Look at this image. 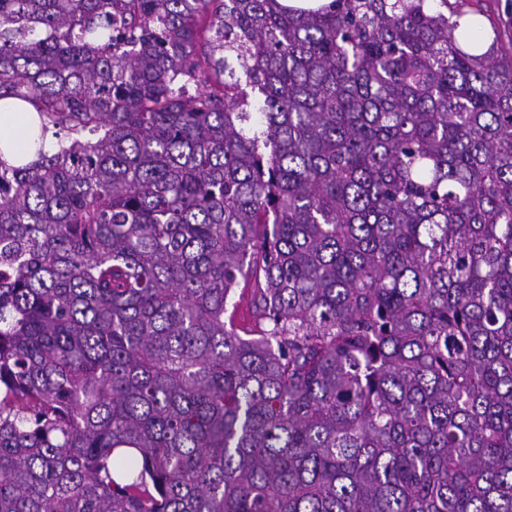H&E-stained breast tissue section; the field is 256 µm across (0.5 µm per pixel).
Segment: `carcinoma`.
Returning a JSON list of instances; mask_svg holds the SVG:
<instances>
[{
	"instance_id": "cac0c4a2",
	"label": "carcinoma",
	"mask_w": 512,
	"mask_h": 512,
	"mask_svg": "<svg viewBox=\"0 0 512 512\" xmlns=\"http://www.w3.org/2000/svg\"><path fill=\"white\" fill-rule=\"evenodd\" d=\"M478 48L448 0H0L57 146L0 157V512H512ZM234 303V307H232ZM233 312L234 323L238 327V332L244 336V330H251L258 321L257 315L251 303V289L244 288V282L241 281L240 287L236 288V294L228 307L226 320Z\"/></svg>"
}]
</instances>
